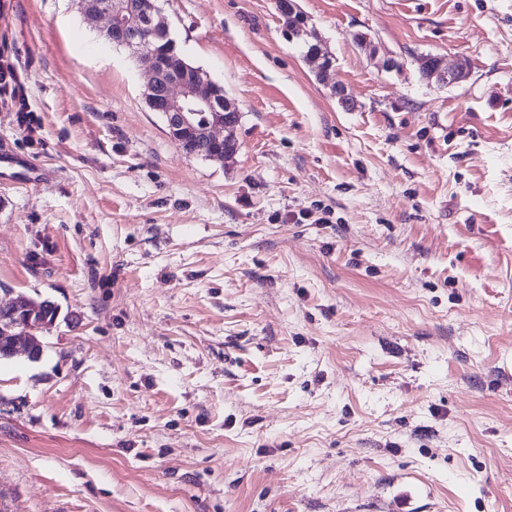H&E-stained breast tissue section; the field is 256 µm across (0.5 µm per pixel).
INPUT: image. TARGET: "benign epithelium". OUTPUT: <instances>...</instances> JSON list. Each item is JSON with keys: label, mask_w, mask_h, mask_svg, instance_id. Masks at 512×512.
I'll use <instances>...</instances> for the list:
<instances>
[{"label": "benign epithelium", "mask_w": 512, "mask_h": 512, "mask_svg": "<svg viewBox=\"0 0 512 512\" xmlns=\"http://www.w3.org/2000/svg\"><path fill=\"white\" fill-rule=\"evenodd\" d=\"M84 12L90 17L107 20L105 34L110 42L132 46L148 60L144 96L148 107L161 113L167 122L169 134L186 157L195 156L189 150L191 143L209 146L212 156L238 147V108L235 101L220 92L210 77L199 72L194 76L184 73L175 65L179 59L176 45L167 43L149 47L136 35L135 30L147 24L160 30L165 21L161 8L154 0L143 7V14L132 10L127 0H81ZM421 70L432 72L440 83L457 84L468 78L465 65L444 68L438 58L428 55L418 59ZM54 305L50 300L36 301L21 297L8 305H0V360L24 353L33 361L43 353L37 333L56 323L44 315V310ZM24 314L35 325L20 333L15 330L13 319Z\"/></svg>", "instance_id": "1"}]
</instances>
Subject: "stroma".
I'll return each mask as SVG.
<instances>
[{"mask_svg": "<svg viewBox=\"0 0 512 512\" xmlns=\"http://www.w3.org/2000/svg\"><path fill=\"white\" fill-rule=\"evenodd\" d=\"M297 3L327 81L275 0H160L218 163L79 0H0V304L60 307L0 361V512H512V0ZM420 70L432 72L433 77H437L439 84H457L468 78L469 72L465 65L459 64L452 68H443L438 58L432 55L424 56L418 59ZM0 95L24 101V86L18 78L16 66L7 60L0 62Z\"/></svg>", "mask_w": 512, "mask_h": 512, "instance_id": "35a3bbf8", "label": "stroma"}]
</instances>
